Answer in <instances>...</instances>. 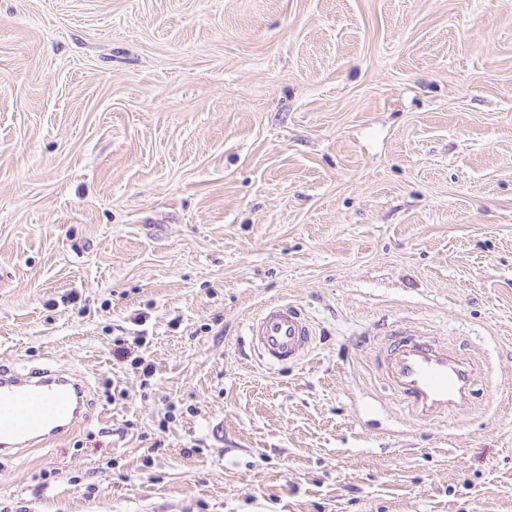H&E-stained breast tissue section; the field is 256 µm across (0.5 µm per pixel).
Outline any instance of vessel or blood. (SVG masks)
Instances as JSON below:
<instances>
[{
    "label": "vessel or blood",
    "instance_id": "1",
    "mask_svg": "<svg viewBox=\"0 0 512 512\" xmlns=\"http://www.w3.org/2000/svg\"><path fill=\"white\" fill-rule=\"evenodd\" d=\"M315 334L310 318L285 300L266 304L248 326L249 341L268 366L299 362L311 350ZM377 366L416 419H444L472 403L477 384L473 360L424 326H393ZM88 405L85 382L69 371L1 365L0 452L46 447L74 430Z\"/></svg>",
    "mask_w": 512,
    "mask_h": 512
}]
</instances>
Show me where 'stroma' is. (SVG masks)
Here are the masks:
<instances>
[{
	"label": "stroma",
	"mask_w": 512,
	"mask_h": 512,
	"mask_svg": "<svg viewBox=\"0 0 512 512\" xmlns=\"http://www.w3.org/2000/svg\"><path fill=\"white\" fill-rule=\"evenodd\" d=\"M398 320L470 407L388 391ZM1 364L91 405L0 512H512V0H0ZM247 336L265 365L297 363L311 350L316 331L310 318L287 300L266 304L248 326ZM386 336L377 366L416 419H444L472 404L477 369L471 357L417 324L394 325Z\"/></svg>",
	"instance_id": "1"
}]
</instances>
